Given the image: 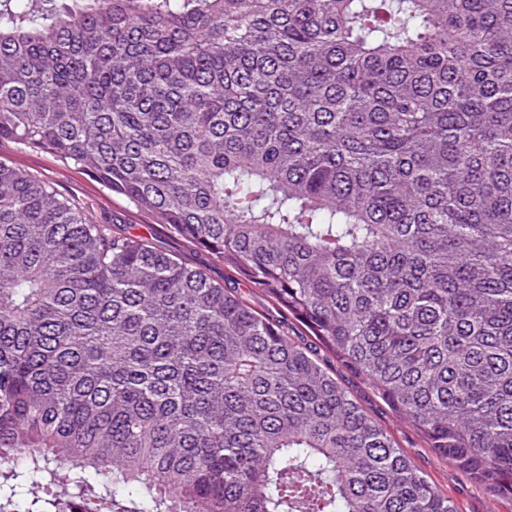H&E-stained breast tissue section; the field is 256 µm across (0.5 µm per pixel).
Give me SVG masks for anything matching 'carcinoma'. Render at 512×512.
Instances as JSON below:
<instances>
[{"mask_svg": "<svg viewBox=\"0 0 512 512\" xmlns=\"http://www.w3.org/2000/svg\"><path fill=\"white\" fill-rule=\"evenodd\" d=\"M70 2L0 0V138L223 261L512 498V0ZM41 501L457 512L316 350L0 163V512Z\"/></svg>", "mask_w": 512, "mask_h": 512, "instance_id": "cac0c4a2", "label": "carcinoma"}]
</instances>
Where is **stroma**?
<instances>
[{"label":"stroma","instance_id":"obj_1","mask_svg":"<svg viewBox=\"0 0 512 512\" xmlns=\"http://www.w3.org/2000/svg\"><path fill=\"white\" fill-rule=\"evenodd\" d=\"M0 162L21 169L44 181L63 196L90 206L95 220L110 224L114 231L129 232L151 239L183 262L201 268L215 282L235 289L254 309L275 322L289 336L313 344L301 324L276 303L252 292L240 277L190 240L171 233L128 198L112 193L92 175L64 165L54 155L26 148L10 138L0 139ZM322 358L337 379L376 422L391 434L416 467L454 502L458 512H512V499L495 496L472 482L453 463L433 453L424 438L404 424L365 382L346 370L330 352Z\"/></svg>","mask_w":512,"mask_h":512}]
</instances>
